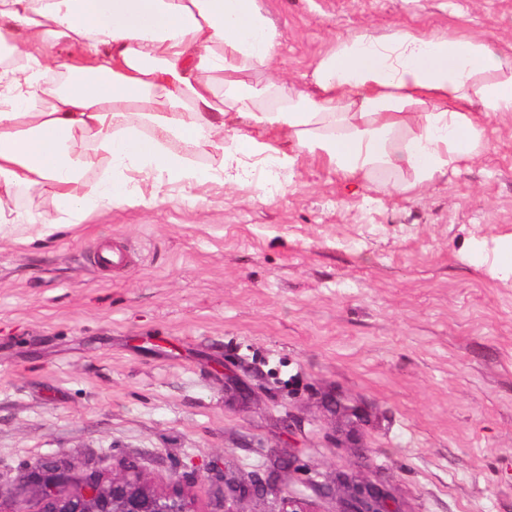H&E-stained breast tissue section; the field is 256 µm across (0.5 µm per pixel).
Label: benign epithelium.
<instances>
[{
    "label": "benign epithelium",
    "mask_w": 512,
    "mask_h": 512,
    "mask_svg": "<svg viewBox=\"0 0 512 512\" xmlns=\"http://www.w3.org/2000/svg\"><path fill=\"white\" fill-rule=\"evenodd\" d=\"M230 505L225 512H241L238 501L255 488L227 484ZM344 512H396L387 493L370 482L343 483ZM40 512H196L193 501L182 492L159 491L131 468L112 477H89L71 493L62 495L53 484L40 488Z\"/></svg>",
    "instance_id": "1"
}]
</instances>
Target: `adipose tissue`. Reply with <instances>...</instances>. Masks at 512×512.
I'll use <instances>...</instances> for the list:
<instances>
[{
	"label": "adipose tissue",
	"mask_w": 512,
	"mask_h": 512,
	"mask_svg": "<svg viewBox=\"0 0 512 512\" xmlns=\"http://www.w3.org/2000/svg\"><path fill=\"white\" fill-rule=\"evenodd\" d=\"M3 48L0 239L26 243L144 204L131 171L187 190L311 160L407 194L480 160L491 118L512 114V46L449 32L337 37L297 86L271 67L262 0H0ZM22 190L54 214L11 207Z\"/></svg>",
	"instance_id": "obj_1"
}]
</instances>
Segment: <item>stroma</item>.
<instances>
[{"label": "stroma", "instance_id": "1", "mask_svg": "<svg viewBox=\"0 0 512 512\" xmlns=\"http://www.w3.org/2000/svg\"><path fill=\"white\" fill-rule=\"evenodd\" d=\"M273 65L301 80L335 37L451 31L512 44V0H263ZM474 165L408 194L350 191L306 161L287 191L209 183L188 205L138 181L45 240H0V512H38L20 474L136 463L198 512H342L350 475L398 512H512V284L472 261L512 233V117ZM132 261L105 273L103 242ZM247 388V405L224 389ZM355 409L344 438L333 400Z\"/></svg>", "mask_w": 512, "mask_h": 512}]
</instances>
